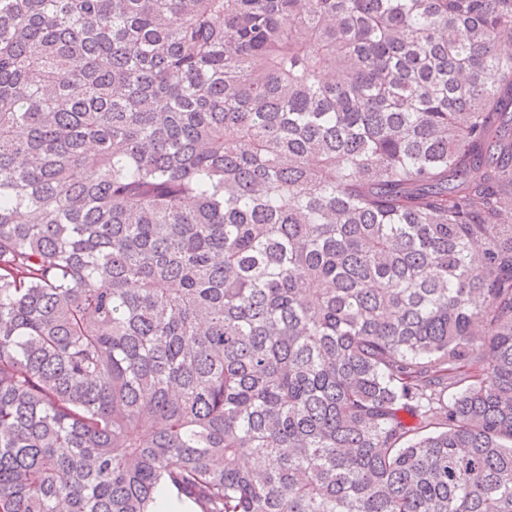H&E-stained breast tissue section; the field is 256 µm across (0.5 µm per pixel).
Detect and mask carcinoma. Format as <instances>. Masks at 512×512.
Instances as JSON below:
<instances>
[{
    "instance_id": "1",
    "label": "carcinoma",
    "mask_w": 512,
    "mask_h": 512,
    "mask_svg": "<svg viewBox=\"0 0 512 512\" xmlns=\"http://www.w3.org/2000/svg\"><path fill=\"white\" fill-rule=\"evenodd\" d=\"M505 43L512 0H0V512H512Z\"/></svg>"
}]
</instances>
